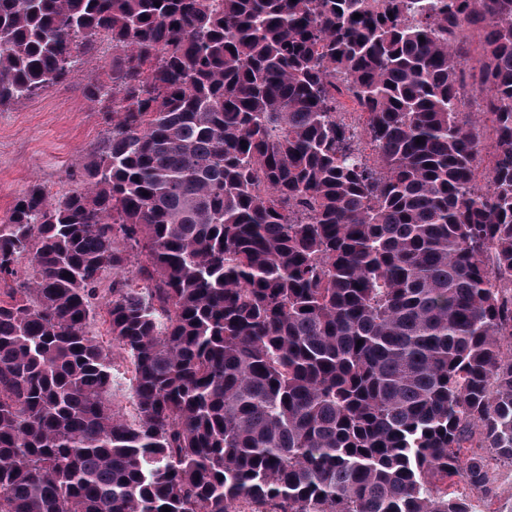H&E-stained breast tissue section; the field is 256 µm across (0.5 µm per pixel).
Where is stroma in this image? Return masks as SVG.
Here are the masks:
<instances>
[{"mask_svg":"<svg viewBox=\"0 0 512 512\" xmlns=\"http://www.w3.org/2000/svg\"><path fill=\"white\" fill-rule=\"evenodd\" d=\"M111 58V42L98 39L93 62L74 78L0 111V218L30 184L56 199L79 186L112 130L110 99L88 95L107 83ZM465 495L473 512H512V465L492 462L488 489Z\"/></svg>","mask_w":512,"mask_h":512,"instance_id":"1","label":"stroma"}]
</instances>
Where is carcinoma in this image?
I'll return each instance as SVG.
<instances>
[{"mask_svg": "<svg viewBox=\"0 0 512 512\" xmlns=\"http://www.w3.org/2000/svg\"><path fill=\"white\" fill-rule=\"evenodd\" d=\"M102 36L112 135L0 222V512H472L512 465V0H0V109ZM131 362L125 358L118 350H114V373L116 385L112 391L111 403L117 409L121 410L127 418H132L135 411L132 398Z\"/></svg>", "mask_w": 512, "mask_h": 512, "instance_id": "cac0c4a2", "label": "carcinoma"}]
</instances>
